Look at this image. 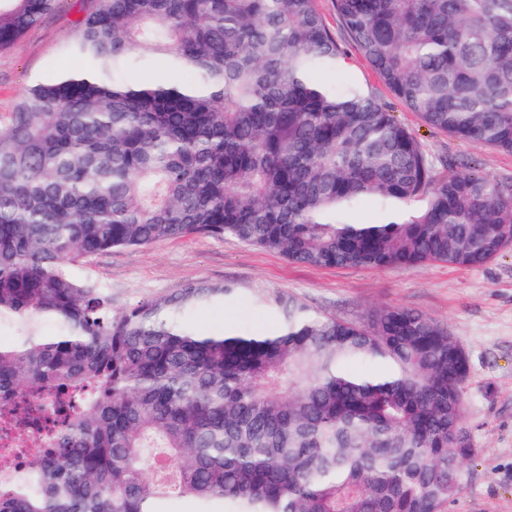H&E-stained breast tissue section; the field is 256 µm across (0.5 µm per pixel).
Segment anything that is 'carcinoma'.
<instances>
[{
  "instance_id": "obj_1",
  "label": "carcinoma",
  "mask_w": 512,
  "mask_h": 512,
  "mask_svg": "<svg viewBox=\"0 0 512 512\" xmlns=\"http://www.w3.org/2000/svg\"><path fill=\"white\" fill-rule=\"evenodd\" d=\"M55 2L0 0V48ZM335 8L428 125L512 153V0ZM78 27L81 68L0 122V423L25 396L48 413L17 433L25 488L0 483V512H442L475 449L469 357L434 318L278 298L271 330L206 332L193 311L233 288L116 312L66 263L207 235L315 267L480 266L512 240V180L437 178L384 104L327 80L345 53L313 0H97Z\"/></svg>"
}]
</instances>
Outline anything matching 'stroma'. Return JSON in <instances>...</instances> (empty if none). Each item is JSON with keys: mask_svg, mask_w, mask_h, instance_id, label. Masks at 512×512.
Segmentation results:
<instances>
[{"mask_svg": "<svg viewBox=\"0 0 512 512\" xmlns=\"http://www.w3.org/2000/svg\"><path fill=\"white\" fill-rule=\"evenodd\" d=\"M325 26L346 53L344 77L369 89L419 141L436 176L448 163L512 179V153L475 145L427 126L404 106L350 46L334 0H314ZM94 0H56L52 11L12 46L0 50V119L8 118L25 89L75 63L69 52L81 8ZM72 277L112 295L120 311L137 301L165 297L189 283H224L236 301L198 312L195 325L220 330L275 327L265 304L290 297L312 313L353 323L373 310L396 306L427 314L448 328L469 357L464 425L475 448L468 476L445 512H512V243L483 266L426 263L410 269L313 267L277 251L227 236L162 240L143 248H115L68 265Z\"/></svg>", "mask_w": 512, "mask_h": 512, "instance_id": "stroma-1", "label": "stroma"}]
</instances>
